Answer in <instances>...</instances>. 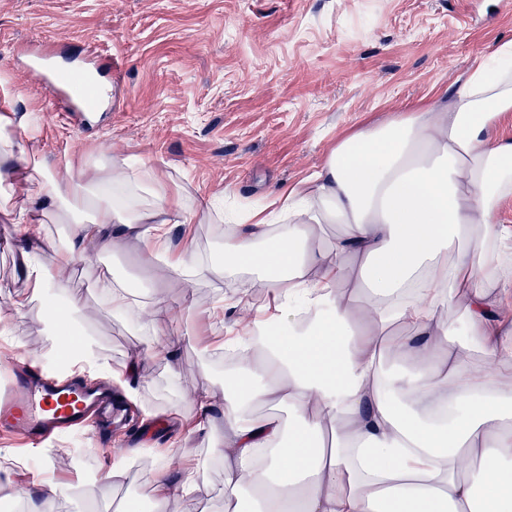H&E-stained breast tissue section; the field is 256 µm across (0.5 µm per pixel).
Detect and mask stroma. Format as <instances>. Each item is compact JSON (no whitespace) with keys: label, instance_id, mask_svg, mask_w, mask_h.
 Masks as SVG:
<instances>
[{"label":"stroma","instance_id":"obj_1","mask_svg":"<svg viewBox=\"0 0 512 512\" xmlns=\"http://www.w3.org/2000/svg\"><path fill=\"white\" fill-rule=\"evenodd\" d=\"M45 39L63 47L54 66L69 76L81 65L70 56L73 47L112 58L114 72L96 77L107 97L86 133L54 115L41 87L13 70L19 46ZM507 40L512 4L504 0H0V83L17 113L38 117L36 128L13 129V136L36 137L58 178L90 172L109 179L117 165L143 163L185 206L215 196L225 211L240 213L318 172L355 127L447 95ZM104 268L173 307L156 336L142 332L141 318L112 314L95 286ZM68 287L86 305L76 334L93 342L104 371L120 379L139 362L143 380L127 403L134 418L154 412L152 437L130 449L125 475L112 482L104 476L115 459L91 433L64 435L42 452L12 448L14 463L0 468V495L27 505L35 479L46 477L60 493L42 512H86L91 501L100 512H128L133 494L152 497L142 468L172 446L171 469L201 463L212 490L175 503L172 512H224V465L211 453L224 417L215 412L210 428H197L191 398L225 386L210 353L232 325L211 307L218 295L235 296L238 282L152 279L131 238L101 268H75ZM15 294L27 298V311L14 335L0 336V349L59 365L44 291L26 281L17 253L0 246V307ZM159 340L172 344L174 356L151 354ZM71 448L84 450L86 471L60 465Z\"/></svg>","mask_w":512,"mask_h":512}]
</instances>
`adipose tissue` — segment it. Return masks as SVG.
<instances>
[{
	"label": "adipose tissue",
	"mask_w": 512,
	"mask_h": 512,
	"mask_svg": "<svg viewBox=\"0 0 512 512\" xmlns=\"http://www.w3.org/2000/svg\"><path fill=\"white\" fill-rule=\"evenodd\" d=\"M512 41L449 92L365 124L315 175L229 225L224 254L203 263L193 241L171 251L174 224L210 219L161 192L154 169L112 182L62 181L0 100V214L24 275L46 289L64 333L80 306L57 297L79 265L99 266L125 239L159 277L247 278L269 289L232 342L224 389V512H512ZM58 216L65 243L33 233ZM336 225L333 237L323 227ZM96 286L113 314L168 320L158 295L140 301L123 279ZM403 366L385 368L387 356ZM287 410V420L269 408ZM153 512L201 498L196 466L152 470Z\"/></svg>",
	"instance_id": "adipose-tissue-1"
}]
</instances>
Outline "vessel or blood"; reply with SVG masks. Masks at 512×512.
I'll use <instances>...</instances> for the list:
<instances>
[{"label":"vessel or blood","instance_id":"b4317fda","mask_svg":"<svg viewBox=\"0 0 512 512\" xmlns=\"http://www.w3.org/2000/svg\"><path fill=\"white\" fill-rule=\"evenodd\" d=\"M19 52L20 72L40 80L66 123H73L75 113L89 111V100L52 72L50 44L29 43ZM7 374L8 393L0 401V431L18 436L24 445L40 446L58 432L79 431L112 418L111 387H102L99 395L89 400L81 395L82 380L75 375L64 376L28 361L12 362Z\"/></svg>","mask_w":512,"mask_h":512}]
</instances>
